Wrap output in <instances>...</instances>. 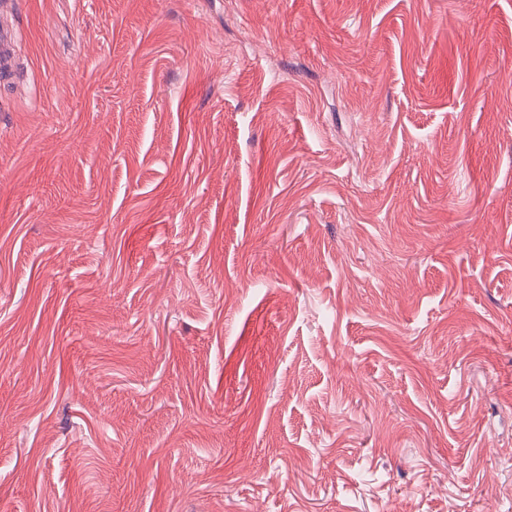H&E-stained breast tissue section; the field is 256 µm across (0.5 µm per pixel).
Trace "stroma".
Instances as JSON below:
<instances>
[{
	"mask_svg": "<svg viewBox=\"0 0 512 512\" xmlns=\"http://www.w3.org/2000/svg\"><path fill=\"white\" fill-rule=\"evenodd\" d=\"M0 512H512V0H16Z\"/></svg>",
	"mask_w": 512,
	"mask_h": 512,
	"instance_id": "35a3bbf8",
	"label": "stroma"
}]
</instances>
